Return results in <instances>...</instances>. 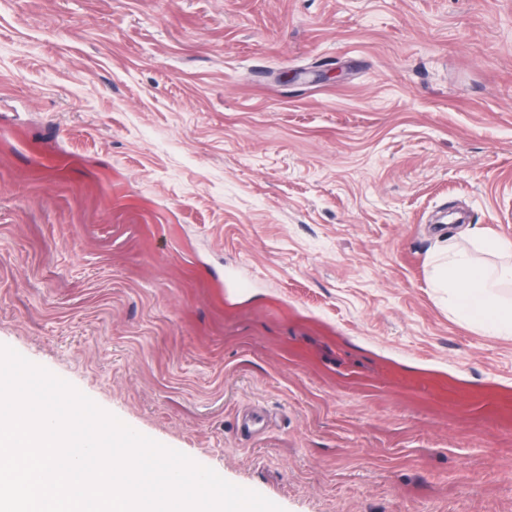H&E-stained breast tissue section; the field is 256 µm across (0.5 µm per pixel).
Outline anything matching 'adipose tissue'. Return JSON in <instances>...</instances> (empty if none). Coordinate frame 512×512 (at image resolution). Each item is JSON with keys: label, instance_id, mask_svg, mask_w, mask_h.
<instances>
[{"label": "adipose tissue", "instance_id": "ef3b65f1", "mask_svg": "<svg viewBox=\"0 0 512 512\" xmlns=\"http://www.w3.org/2000/svg\"><path fill=\"white\" fill-rule=\"evenodd\" d=\"M430 280L460 319L497 336H512V303L501 296L504 285L512 283V263L481 266L444 241L433 257Z\"/></svg>", "mask_w": 512, "mask_h": 512}]
</instances>
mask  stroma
Wrapping results in <instances>:
<instances>
[{"label": "stroma", "mask_w": 512, "mask_h": 512, "mask_svg": "<svg viewBox=\"0 0 512 512\" xmlns=\"http://www.w3.org/2000/svg\"><path fill=\"white\" fill-rule=\"evenodd\" d=\"M512 0H0V344L283 512H512ZM430 280L460 319L497 336H512V302L501 296L504 285L512 284V263L477 265L445 238L433 257Z\"/></svg>", "instance_id": "stroma-1"}]
</instances>
